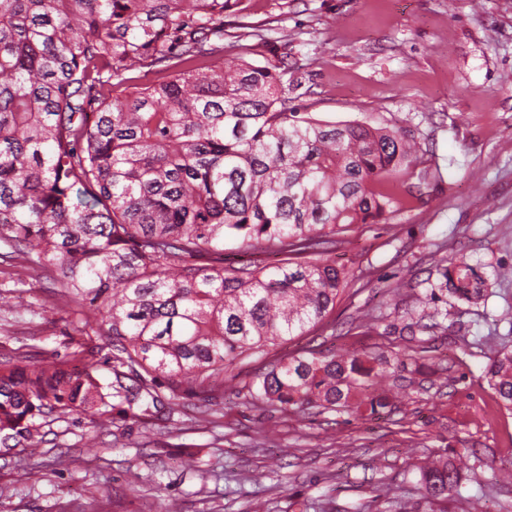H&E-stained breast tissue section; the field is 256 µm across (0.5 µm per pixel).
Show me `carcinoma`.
Wrapping results in <instances>:
<instances>
[{"mask_svg": "<svg viewBox=\"0 0 512 512\" xmlns=\"http://www.w3.org/2000/svg\"><path fill=\"white\" fill-rule=\"evenodd\" d=\"M236 0H0V261L52 278V306L76 330L112 337L115 382L97 364L0 360V445L35 448L42 421L79 412L110 431L140 418L158 389L206 395L237 361L263 356L329 318L350 283L329 253L356 224L396 217L442 180L408 183L417 137L324 122L297 104L302 68L224 57ZM150 63L166 75L112 90ZM278 260L224 264V244ZM439 274L417 307L478 305L488 276L464 254L431 255ZM378 351L305 350L255 372L251 397L282 412L356 419L392 407ZM512 412V350L486 372ZM129 383L122 382V379ZM428 512H448L461 474L420 469Z\"/></svg>", "mask_w": 512, "mask_h": 512, "instance_id": "obj_1", "label": "carcinoma"}]
</instances>
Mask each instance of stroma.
I'll use <instances>...</instances> for the list:
<instances>
[{
  "mask_svg": "<svg viewBox=\"0 0 512 512\" xmlns=\"http://www.w3.org/2000/svg\"><path fill=\"white\" fill-rule=\"evenodd\" d=\"M261 27L265 56L303 66L302 103L318 119L396 126L420 137L416 170L441 168L443 181L387 221L353 226L336 246L352 281L336 301L332 327L285 347L381 349L388 359L425 346L440 372L396 369L386 382L395 409L358 420L315 410L284 414L226 383L207 412L184 392L152 416L116 420L101 435L79 413L47 419L36 454L0 447V512H427L420 468L428 457L465 460L464 512L479 484L512 504V416L494 424L482 336L512 349V325L494 313L512 307V279L497 280L484 304L457 303L433 334L350 332L352 318L400 323L427 278L430 254L461 252L485 266H512V0H238L224 18V58L248 54ZM46 274L0 273V295L23 294L41 316L0 312V357L58 361L73 351L114 381L109 337L76 332L54 309ZM263 473L261 483L250 474ZM393 503L380 498L382 490Z\"/></svg>",
  "mask_w": 512,
  "mask_h": 512,
  "instance_id": "1",
  "label": "stroma"
}]
</instances>
